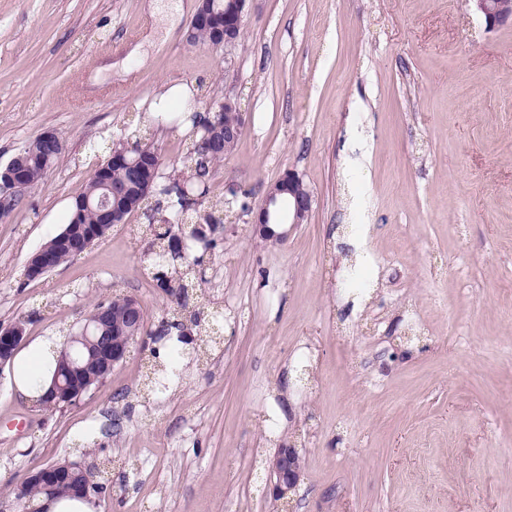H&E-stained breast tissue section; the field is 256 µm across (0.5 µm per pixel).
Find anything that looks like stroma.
I'll list each match as a JSON object with an SVG mask.
<instances>
[{"instance_id": "35a3bbf8", "label": "stroma", "mask_w": 512, "mask_h": 512, "mask_svg": "<svg viewBox=\"0 0 512 512\" xmlns=\"http://www.w3.org/2000/svg\"><path fill=\"white\" fill-rule=\"evenodd\" d=\"M148 2L0 0V165L44 131L64 142L0 217V325L63 341L118 294L172 316L140 213L25 276L126 126L149 127L162 176L180 166L188 132L149 119L163 83L240 100L205 207L233 187L258 209L292 170L312 209L280 238L250 214L219 230L166 394L146 335L61 409L0 368V512L61 460L103 483L99 512H512V25L487 30L468 0H253L216 50L186 40L197 0L171 22ZM285 444L287 503L268 490ZM270 478L273 479V496L277 500L294 493L301 478V461L296 448H278L270 462Z\"/></svg>"}]
</instances>
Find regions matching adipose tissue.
<instances>
[{"label":"adipose tissue","instance_id":"1","mask_svg":"<svg viewBox=\"0 0 512 512\" xmlns=\"http://www.w3.org/2000/svg\"><path fill=\"white\" fill-rule=\"evenodd\" d=\"M54 349L53 341L39 338L15 355L12 382L17 393L33 402L45 395L56 363Z\"/></svg>","mask_w":512,"mask_h":512}]
</instances>
